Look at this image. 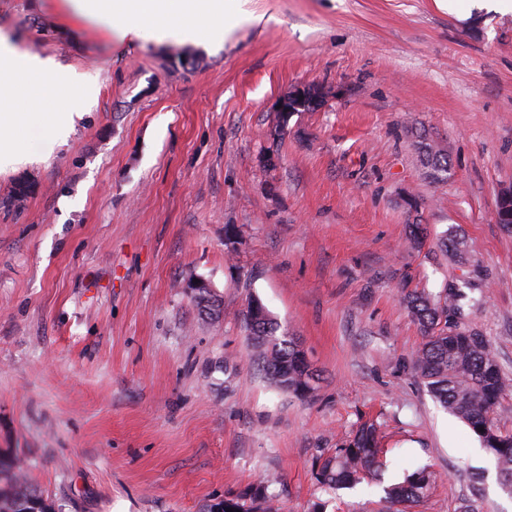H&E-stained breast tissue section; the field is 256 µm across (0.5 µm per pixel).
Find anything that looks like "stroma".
Here are the masks:
<instances>
[{
    "instance_id": "1",
    "label": "stroma",
    "mask_w": 512,
    "mask_h": 512,
    "mask_svg": "<svg viewBox=\"0 0 512 512\" xmlns=\"http://www.w3.org/2000/svg\"><path fill=\"white\" fill-rule=\"evenodd\" d=\"M0 32L97 83L65 144L0 173V460L55 512H204L260 478L281 512H377L383 484L314 471L366 420L383 483L440 473L412 512H512L493 456L418 378L404 302L467 287L464 322L512 379V232L495 220L512 12L229 0L198 47L147 24L119 40L67 0H0ZM309 85L320 105L276 131L277 101ZM451 228L459 267L437 245ZM197 279L219 316L200 314ZM253 296L319 373L310 396L255 374Z\"/></svg>"
}]
</instances>
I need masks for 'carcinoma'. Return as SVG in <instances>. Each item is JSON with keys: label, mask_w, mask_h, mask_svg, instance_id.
Listing matches in <instances>:
<instances>
[{"label": "carcinoma", "mask_w": 512, "mask_h": 512, "mask_svg": "<svg viewBox=\"0 0 512 512\" xmlns=\"http://www.w3.org/2000/svg\"><path fill=\"white\" fill-rule=\"evenodd\" d=\"M440 241L451 261H461L462 240L457 232H443ZM194 301L208 317L220 313L209 290L196 294ZM406 301L423 336L413 360L414 370L432 397L464 421L483 448L494 456L501 488L512 495V431L501 428L496 417L498 401L512 388V381L503 374L488 339L461 322L457 312H448V289L438 293L414 291ZM243 320L253 358L265 381L298 397L313 393L314 374L303 350L294 337L281 330V324L260 299H249ZM385 468L380 429L374 423H364L331 455L317 460L315 478L322 485L341 489L375 479ZM435 482L436 475L422 469L387 486V512H405V508L424 499ZM230 508L235 512H275L263 481L252 485L242 496L208 505L206 512H228ZM0 512L52 509L26 483L17 464L0 463Z\"/></svg>", "instance_id": "1"}]
</instances>
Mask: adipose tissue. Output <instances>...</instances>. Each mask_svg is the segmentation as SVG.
Returning <instances> with one entry per match:
<instances>
[{"mask_svg":"<svg viewBox=\"0 0 512 512\" xmlns=\"http://www.w3.org/2000/svg\"><path fill=\"white\" fill-rule=\"evenodd\" d=\"M72 9L121 37L140 34L150 23L156 42L172 35L198 43L210 39L212 22L224 14V0H69ZM83 76L60 67L53 59L20 51L0 32V171L15 168L26 156L24 146L31 128L50 130L44 155L66 142L74 115L47 112L46 97L63 95L82 102L92 91Z\"/></svg>","mask_w":512,"mask_h":512,"instance_id":"ef3b65f1","label":"adipose tissue"}]
</instances>
